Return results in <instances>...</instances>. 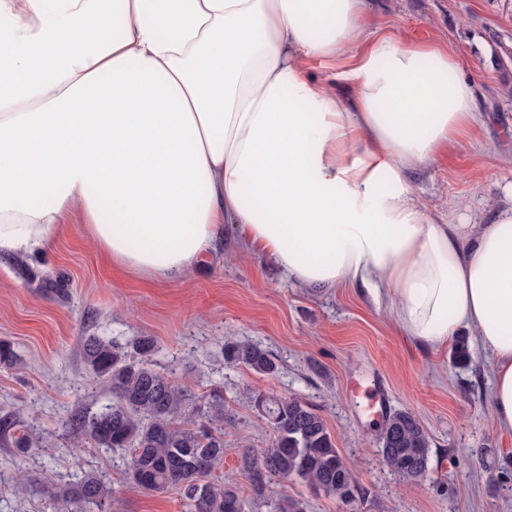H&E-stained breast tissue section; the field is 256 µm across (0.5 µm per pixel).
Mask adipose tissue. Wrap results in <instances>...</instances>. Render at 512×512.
Segmentation results:
<instances>
[{
  "label": "adipose tissue",
  "mask_w": 512,
  "mask_h": 512,
  "mask_svg": "<svg viewBox=\"0 0 512 512\" xmlns=\"http://www.w3.org/2000/svg\"><path fill=\"white\" fill-rule=\"evenodd\" d=\"M364 8L0 0V255L43 250L77 204L113 262L166 278L233 225L294 283L367 289L429 348L472 330L512 433V199L447 224L406 180L479 122L474 85Z\"/></svg>",
  "instance_id": "1"
}]
</instances>
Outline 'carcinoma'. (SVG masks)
Segmentation results:
<instances>
[{
	"mask_svg": "<svg viewBox=\"0 0 512 512\" xmlns=\"http://www.w3.org/2000/svg\"><path fill=\"white\" fill-rule=\"evenodd\" d=\"M89 374L102 382L112 400L96 412L72 415V428L100 448L127 450L131 454L127 475L143 491L160 493L175 487L182 492L191 512H246L247 501L233 482L206 481L224 462L223 391L215 388L201 405L155 368L158 351L152 336H141L132 351L116 341L89 337L83 344ZM453 363H471L468 339L456 338ZM224 362L243 366L257 374L277 370L276 358L248 340L224 341ZM251 402L269 424L273 439L261 450L245 449L239 471L248 481L253 500L266 499L273 477L298 478L312 488L352 504L368 499L342 457L327 423L307 400L270 393H255ZM385 462L409 481L422 480L428 471L430 437L420 420L407 410H395L379 432ZM57 501L102 505L112 499V487L95 474H87L67 487H47Z\"/></svg>",
	"mask_w": 512,
	"mask_h": 512,
	"instance_id": "obj_1",
	"label": "carcinoma"
}]
</instances>
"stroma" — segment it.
Segmentation results:
<instances>
[{"mask_svg":"<svg viewBox=\"0 0 512 512\" xmlns=\"http://www.w3.org/2000/svg\"><path fill=\"white\" fill-rule=\"evenodd\" d=\"M364 20L397 40L448 48L473 80L482 123L407 179L440 218L489 220L492 207L512 197V0H366ZM55 279L67 283V296L50 288ZM91 336L122 344L154 337L156 369L189 394L223 386L234 422L224 428V462L211 481L236 478L242 449L269 446L272 431L249 402L250 393L266 392L315 405L370 492L352 511L301 480L275 478L270 499L299 500L305 512H512V433L492 427L491 366L481 352L469 367L453 366L449 350L404 336L361 288L288 282L229 225L223 250L179 278L133 275L87 237L77 208L43 251L0 258V342L15 353L12 365H0V422L12 424L0 435V512H98L42 492L45 482L72 483L88 472L111 484L112 512H188L178 490L147 493L130 483L129 452L73 432L76 409L94 412L111 399L87 372L83 342ZM230 336L270 350L277 373L226 366ZM374 382L387 411L412 412L430 434L422 481L399 476L378 451L382 421L360 393ZM18 436L27 448L14 447Z\"/></svg>","mask_w":512,"mask_h":512,"instance_id":"1","label":"stroma"}]
</instances>
